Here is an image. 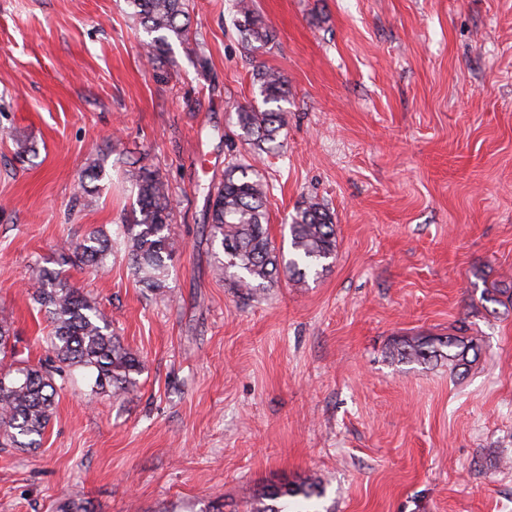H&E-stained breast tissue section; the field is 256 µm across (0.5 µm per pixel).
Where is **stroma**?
Here are the masks:
<instances>
[{
	"instance_id": "obj_1",
	"label": "stroma",
	"mask_w": 512,
	"mask_h": 512,
	"mask_svg": "<svg viewBox=\"0 0 512 512\" xmlns=\"http://www.w3.org/2000/svg\"><path fill=\"white\" fill-rule=\"evenodd\" d=\"M232 3L190 0L188 41L150 61L125 0H0V318L45 358L27 287L61 268L143 362L121 396L76 374L39 447H0V512H243L310 475L319 512H512V0H256L276 40L253 54ZM259 65L288 96L257 158L226 136L261 103ZM121 153L170 189L163 298L121 250L99 273L61 261L134 220ZM236 163L268 183L282 250L296 207L332 213L336 255L306 286L248 298L216 275L203 189ZM462 326L466 375L393 353Z\"/></svg>"
}]
</instances>
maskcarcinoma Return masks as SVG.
I'll return each mask as SVG.
<instances>
[{"mask_svg":"<svg viewBox=\"0 0 512 512\" xmlns=\"http://www.w3.org/2000/svg\"><path fill=\"white\" fill-rule=\"evenodd\" d=\"M132 16L148 39L143 50L149 58L170 48V41H186L190 31L185 22L189 0H126ZM237 30L249 52L266 49L275 35L255 7V0H235ZM254 79L268 108L251 105L234 108L236 136L261 154L272 149L286 124V113L272 105L285 100L286 78L280 72L257 66ZM136 189L140 217L131 224L117 225L115 236L100 230L88 232L81 240L67 241L62 250L73 251L82 264L98 272L118 243L131 263L138 281L162 294L167 288L169 264L176 241L169 226L171 201L166 181L146 167L128 170ZM269 185L254 175L250 165L224 170V181L207 192L209 232L219 242L223 260L217 271L241 294L252 297L285 276L305 285L312 274L326 267L336 251V229L329 210L317 202L298 206L289 224L292 257L283 258L268 231ZM29 299L50 323L43 341L47 359L36 366L26 360L0 372V441L13 448H36L49 424L55 399L63 384L76 372L95 374L91 395H120L136 388L141 372L139 356L112 333L110 323L96 302L72 285L61 270L44 268L28 291ZM437 339L403 340L397 344L400 359L417 362L444 361L458 373L476 362V339L462 335ZM13 331L7 319H0V357L13 353ZM324 494L321 481L307 476L298 483H269L254 497L247 512H312L310 501Z\"/></svg>","mask_w":512,"mask_h":512,"instance_id":"obj_1","label":"carcinoma"}]
</instances>
